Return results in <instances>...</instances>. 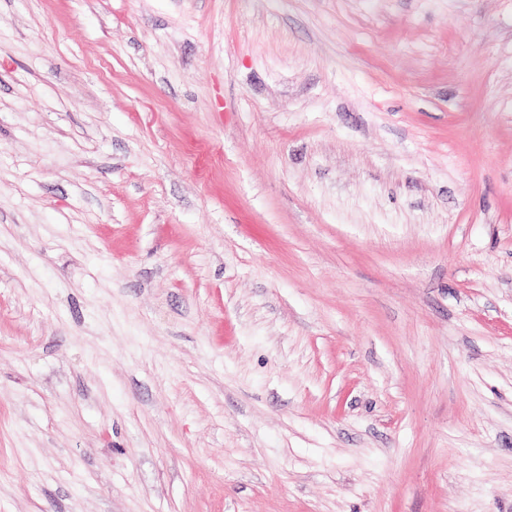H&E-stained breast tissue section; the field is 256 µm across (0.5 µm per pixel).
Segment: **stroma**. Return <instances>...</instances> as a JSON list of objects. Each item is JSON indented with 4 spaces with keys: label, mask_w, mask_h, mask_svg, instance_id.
Segmentation results:
<instances>
[{
    "label": "stroma",
    "mask_w": 512,
    "mask_h": 512,
    "mask_svg": "<svg viewBox=\"0 0 512 512\" xmlns=\"http://www.w3.org/2000/svg\"><path fill=\"white\" fill-rule=\"evenodd\" d=\"M0 512H512V0H0Z\"/></svg>",
    "instance_id": "obj_1"
}]
</instances>
